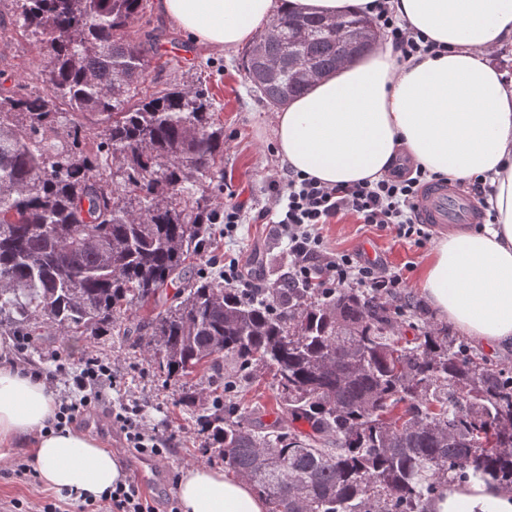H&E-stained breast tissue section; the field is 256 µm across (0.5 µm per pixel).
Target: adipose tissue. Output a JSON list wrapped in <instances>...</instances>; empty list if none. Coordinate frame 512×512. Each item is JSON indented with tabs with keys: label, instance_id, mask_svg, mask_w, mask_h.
I'll use <instances>...</instances> for the list:
<instances>
[{
	"label": "adipose tissue",
	"instance_id": "obj_1",
	"mask_svg": "<svg viewBox=\"0 0 512 512\" xmlns=\"http://www.w3.org/2000/svg\"><path fill=\"white\" fill-rule=\"evenodd\" d=\"M373 0H155L192 42L227 51L277 15L371 16ZM395 16L442 53L398 61L384 46L315 81L279 109L273 137L283 165L333 186L376 180L398 156L456 183L487 177L493 223L438 241L419 286L430 308L489 348L512 345V86L493 49L512 45V0H391ZM51 389L0 365V450L30 448L42 484L96 500L125 474L92 437L47 430ZM180 512H268L251 483L223 467L191 465L176 488ZM426 512H512L492 482L441 485Z\"/></svg>",
	"mask_w": 512,
	"mask_h": 512
}]
</instances>
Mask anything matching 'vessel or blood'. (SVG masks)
Masks as SVG:
<instances>
[{
    "label": "vessel or blood",
    "instance_id": "vessel-or-blood-1",
    "mask_svg": "<svg viewBox=\"0 0 512 512\" xmlns=\"http://www.w3.org/2000/svg\"><path fill=\"white\" fill-rule=\"evenodd\" d=\"M419 220L429 227L445 231L478 220L469 195L445 183L429 184L419 193Z\"/></svg>",
    "mask_w": 512,
    "mask_h": 512
}]
</instances>
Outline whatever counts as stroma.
<instances>
[{
    "label": "stroma",
    "mask_w": 512,
    "mask_h": 512,
    "mask_svg": "<svg viewBox=\"0 0 512 512\" xmlns=\"http://www.w3.org/2000/svg\"><path fill=\"white\" fill-rule=\"evenodd\" d=\"M146 17L151 29L160 36L159 54L168 57L164 68L151 70L146 89L160 90L173 81L204 84L224 125V192L210 198L209 207H223L226 193L232 191L239 193L248 205L247 218L235 239L225 240L223 225L211 226L209 247L199 253L197 265L223 263L225 254L229 253L239 256L252 274L267 285L283 283L288 273V257L272 236L269 225L256 219L258 212L270 204V179L282 170L272 134L274 106L252 91L241 68V51L224 54L196 48L186 35L163 22L155 11H148ZM47 61L46 48L40 47L34 38L13 31L0 37V85L11 86L14 77L20 76L29 86H36ZM322 236L329 251L359 254L403 272L405 292L412 301L411 309L399 320L407 340H414L430 325L458 336V329L448 327L446 321L430 310L419 288L420 271L436 240L441 239V232H433L431 241L420 246L348 215L324 225ZM84 356L109 362L116 374L115 383L104 391L106 401L115 407L137 402L143 421L172 438V448L163 459L166 472L150 488L160 512H165L168 502L175 500L183 467L193 463L223 464V457L211 449L198 426L197 410L182 403L181 384L165 380L156 370L137 334L87 335L76 345L56 333L35 336L22 357L44 370H58L54 390L60 393L66 387L68 371ZM276 395L271 379H254L238 386L226 401L236 406L238 416L269 425L278 416ZM85 429L112 453L128 479H135L141 457L127 450L122 434L111 428L105 415L90 416ZM28 455V449L12 448L0 459V502L15 498L23 501L26 512H33L48 490L39 481L15 474V465L27 462Z\"/></svg>",
    "instance_id": "obj_1"
}]
</instances>
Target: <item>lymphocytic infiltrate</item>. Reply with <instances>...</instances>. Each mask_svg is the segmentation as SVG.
I'll use <instances>...</instances> for the list:
<instances>
[{"label":"lymphocytic infiltrate","instance_id":"obj_1","mask_svg":"<svg viewBox=\"0 0 512 512\" xmlns=\"http://www.w3.org/2000/svg\"><path fill=\"white\" fill-rule=\"evenodd\" d=\"M372 22L382 32L400 60L428 53L431 45L421 34L401 23L387 0H379ZM429 175L421 168L396 166L377 180H362L344 186H328L307 175L287 171L271 179L274 206L260 211L258 220L270 224L288 253V285L292 288H361L385 299L401 298L404 277L376 261L350 253L329 252L321 230L339 216L351 214L362 223L394 228L398 237L425 244L431 237L417 214V199ZM110 364L95 358L79 361L69 375L68 391L60 399L50 423L52 429L81 423L100 407L103 383L112 381ZM113 425L123 433L128 447L154 456L162 455L167 443L144 428L136 403L111 411ZM89 512H156L135 482L117 484L108 494L91 502Z\"/></svg>","mask_w":512,"mask_h":512}]
</instances>
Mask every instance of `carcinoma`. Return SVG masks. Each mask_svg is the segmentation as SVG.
<instances>
[{
    "instance_id": "carcinoma-1",
    "label": "carcinoma",
    "mask_w": 512,
    "mask_h": 512,
    "mask_svg": "<svg viewBox=\"0 0 512 512\" xmlns=\"http://www.w3.org/2000/svg\"><path fill=\"white\" fill-rule=\"evenodd\" d=\"M14 2L15 28L49 60L41 86L0 88V315L13 329L105 336L150 305L135 331L167 379L272 375L281 417L268 427L213 390L182 396L272 512H424L444 482L512 489V374L435 329L402 341L393 300L271 288L249 301L190 267L206 193L224 188V126L202 87L142 93L158 41L147 0ZM341 24L281 14L241 67L285 104L309 88L305 70L373 47L372 22Z\"/></svg>"
}]
</instances>
